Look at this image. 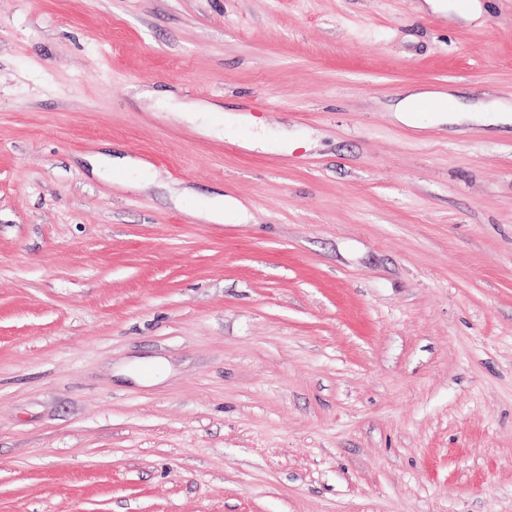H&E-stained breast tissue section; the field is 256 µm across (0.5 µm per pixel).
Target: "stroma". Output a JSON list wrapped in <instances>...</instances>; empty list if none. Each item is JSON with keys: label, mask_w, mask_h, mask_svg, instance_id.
<instances>
[{"label": "stroma", "mask_w": 512, "mask_h": 512, "mask_svg": "<svg viewBox=\"0 0 512 512\" xmlns=\"http://www.w3.org/2000/svg\"><path fill=\"white\" fill-rule=\"evenodd\" d=\"M480 2L0 0V512H512V125L394 112Z\"/></svg>", "instance_id": "obj_1"}]
</instances>
